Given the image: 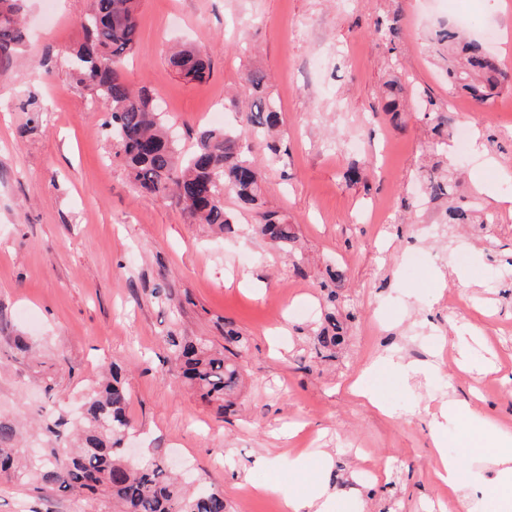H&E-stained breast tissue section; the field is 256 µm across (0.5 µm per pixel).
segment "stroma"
<instances>
[{
    "label": "stroma",
    "instance_id": "1",
    "mask_svg": "<svg viewBox=\"0 0 512 512\" xmlns=\"http://www.w3.org/2000/svg\"><path fill=\"white\" fill-rule=\"evenodd\" d=\"M90 3L25 0L23 42L0 67V417L20 421L24 454L43 456L44 416L76 411L115 363L135 458L162 457L222 490L232 512H270L322 483L338 512H500L497 497L447 494L432 467L442 439L465 478L484 482L512 440V209L502 203L512 194V91L480 105L451 89L430 37L470 18V35L512 73V0H141L125 77L160 98L180 145L194 144L210 113L244 122L254 101L245 74H267L278 161L267 163L260 140L247 144L263 165L266 207L295 227L300 275L234 197L225 204L239 223L224 234L137 191L103 131L106 105L72 76ZM176 39L207 54L204 81L168 67ZM397 65L422 97L396 119L378 106ZM430 104L465 127L448 154L466 153L460 190L494 223L447 224L414 207ZM353 165L361 179L349 185ZM330 267L346 274L338 309L353 317L343 348L322 361L311 348ZM228 325L245 346L236 404L222 415L175 381L165 339L220 350ZM20 337L29 354L16 349ZM427 363L433 371L415 373ZM356 381L381 407L351 393ZM452 400L490 420L480 452L464 453L460 424L442 418ZM254 485L270 491L251 494ZM68 504L36 482L0 479V512Z\"/></svg>",
    "mask_w": 512,
    "mask_h": 512
}]
</instances>
